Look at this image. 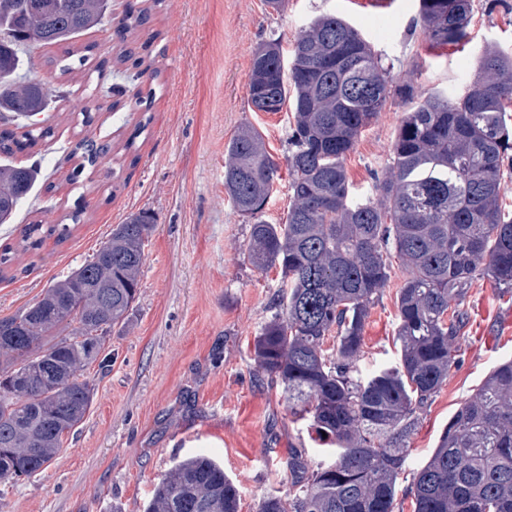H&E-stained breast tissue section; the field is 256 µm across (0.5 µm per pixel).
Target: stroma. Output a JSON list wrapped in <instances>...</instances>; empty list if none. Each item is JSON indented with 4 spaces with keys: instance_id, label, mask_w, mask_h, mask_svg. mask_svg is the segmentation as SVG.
Returning <instances> with one entry per match:
<instances>
[{
    "instance_id": "obj_1",
    "label": "stroma",
    "mask_w": 512,
    "mask_h": 512,
    "mask_svg": "<svg viewBox=\"0 0 512 512\" xmlns=\"http://www.w3.org/2000/svg\"><path fill=\"white\" fill-rule=\"evenodd\" d=\"M326 12L356 27L393 79L413 74L424 93L461 92L486 43L512 52V10L490 7L489 0H475L471 42L439 51L409 32L419 0H288L278 13L265 0H166L151 47L162 87L146 111L131 109L140 83L126 74L59 76L44 65L60 53L53 45L41 46L26 63L30 78L65 95L46 114L52 137L12 162L39 163L43 180L56 189L25 199L13 223L0 224V244L14 242L22 225L57 224L77 210L82 216L66 242L46 239L0 279V318L22 311L81 266L129 215L151 212L155 224L133 309L106 344L112 367L104 375L85 372L95 384L89 414L38 474L0 485V512H143L153 486L177 460L195 454L223 463L240 512H257L262 497L289 491L290 449L302 451L308 469L324 461L315 431L295 420L280 392L256 372L254 339L273 313L281 274L275 267L257 270L246 257L250 224L224 190V157L239 127L250 124L285 163L292 116L286 109L252 110V54L272 34L291 50L298 31ZM115 100L120 109H112ZM97 101L101 110L77 129L76 113ZM145 113L153 120L138 140L136 163L105 159L69 181L80 135L122 145ZM403 113L399 99H390L348 154L346 170L359 194L374 195V177L392 161ZM406 276L401 259H393L365 324L359 370L395 363L397 295ZM461 307L468 322L448 377L410 438L395 512H413L407 490L449 420L494 367L512 359V334L501 329L512 317V292L481 279Z\"/></svg>"
}]
</instances>
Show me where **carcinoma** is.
<instances>
[{"label":"carcinoma","mask_w":512,"mask_h":512,"mask_svg":"<svg viewBox=\"0 0 512 512\" xmlns=\"http://www.w3.org/2000/svg\"><path fill=\"white\" fill-rule=\"evenodd\" d=\"M108 0H0V157L34 148L52 135L40 118L52 90L22 74L25 57L41 45L63 54L47 65L66 75L86 66L94 47H74L101 24ZM165 0L128 4L114 28L107 65L144 79L142 105L161 87L150 58L153 28ZM474 0H420V31L432 48L464 44ZM254 51L248 100L258 112L293 111L286 158L290 205L285 224L263 219L279 164L262 133L244 126L226 147L224 190L251 220L249 263L280 269L284 289L275 313L256 336L258 371L281 389L288 411L309 420L334 445L335 460L306 474L302 451L285 461L292 491L262 499L259 512H394L397 481L421 412L448 376L453 345L466 326L459 308L482 276L512 291V218L503 216L501 181L512 171V54L493 44L475 59L474 79L454 99L424 95L408 75L389 76L381 55L347 20L313 18L294 40L290 66L280 38ZM398 98L405 106L393 161L376 180V197L353 192L345 159L362 132ZM151 117L121 148L81 137L75 151L89 165L132 156ZM39 164H0V224H10L33 192ZM147 212L112 228L109 239L78 269L45 289L15 315L0 318V481L29 478L62 451L64 436L88 414L94 396L81 377L112 367L106 335L135 302ZM67 224H25L14 244L0 247V277L15 259L64 243ZM396 252L409 271L398 296L395 365L358 371L370 307L390 278ZM73 326L59 336L61 325ZM336 347L325 348L331 332ZM413 512H512V361L497 365L472 399L452 416L410 486ZM233 480L214 459L174 463L155 485L144 512H238Z\"/></svg>","instance_id":"obj_1"}]
</instances>
